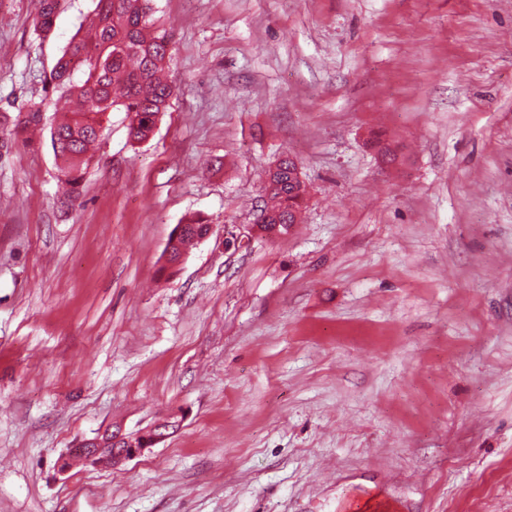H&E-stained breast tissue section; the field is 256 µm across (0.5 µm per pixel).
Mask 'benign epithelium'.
<instances>
[{
    "mask_svg": "<svg viewBox=\"0 0 512 512\" xmlns=\"http://www.w3.org/2000/svg\"><path fill=\"white\" fill-rule=\"evenodd\" d=\"M180 425L177 416H167L149 428L134 434H127L121 428L106 429L112 433V439L104 441L101 435L82 441L77 447L68 449L66 459L74 457L91 465H107L118 467L133 458L141 455L146 449L153 446L175 431Z\"/></svg>",
    "mask_w": 512,
    "mask_h": 512,
    "instance_id": "benign-epithelium-1",
    "label": "benign epithelium"
}]
</instances>
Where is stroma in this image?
<instances>
[{
    "label": "stroma",
    "instance_id": "stroma-1",
    "mask_svg": "<svg viewBox=\"0 0 512 512\" xmlns=\"http://www.w3.org/2000/svg\"><path fill=\"white\" fill-rule=\"evenodd\" d=\"M95 5L0 0V116L45 103L0 147V512H512V0H155L170 106L139 145L108 113L70 199L51 75ZM69 0H37L34 18V31L39 35L47 34L55 16L65 10ZM296 166L294 161L287 157V160L285 161V168L276 174L278 186L272 191H269V182L271 178L269 171L265 191L269 196L271 205H267L263 210H261V212H268L272 214L275 219L269 223L264 222L262 224H257L258 230L267 235L277 236L284 234L292 224H296L298 213L300 212L304 201L303 194L296 189V185L293 183V181L296 180V178L292 177ZM296 172L299 180L302 181L298 166ZM268 213L264 214L263 221L268 220ZM183 225V231L174 236V233L170 236L168 240V244L170 245L171 257L167 261V263L173 267L176 265L178 259L185 254L187 248L195 242L196 235H201L208 227L206 233H204L201 237L198 238L199 241H203L207 239L213 232V225L207 224L205 221L198 217H190L185 220ZM180 422L176 415H170L157 421L149 428L130 435L120 427L114 429V426H112L106 430L104 429L98 432L96 437L82 441L77 448L68 449L65 461L61 465V471L67 467L66 460L74 457L91 465L121 466L168 436L170 430L176 431ZM111 430L112 439L109 441L102 440L101 435L106 432L110 434ZM108 444H112V448H105Z\"/></svg>",
    "mask_w": 512,
    "mask_h": 512
}]
</instances>
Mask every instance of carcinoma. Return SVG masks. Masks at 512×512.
Instances as JSON below:
<instances>
[{
  "instance_id": "1",
  "label": "carcinoma",
  "mask_w": 512,
  "mask_h": 512,
  "mask_svg": "<svg viewBox=\"0 0 512 512\" xmlns=\"http://www.w3.org/2000/svg\"><path fill=\"white\" fill-rule=\"evenodd\" d=\"M69 0H36L34 31H50L55 16L65 10ZM153 0H97L90 40H73L63 50L52 73L58 98L74 97L78 111L51 130V147L60 160L62 182L79 186L84 169L92 160L91 147L103 136L106 112L118 108L129 120L128 136L134 143L148 140L160 116L166 111L172 88L164 78L170 58V38L157 32ZM43 103L28 104L18 113L12 127H1L0 134L16 138L26 127L41 121ZM293 160L276 174L277 188L267 192L271 205L264 211L273 221L258 225V230L277 236L296 223L304 196L296 189ZM207 223L190 217L183 231L170 236V266H175L187 248L202 234Z\"/></svg>"
}]
</instances>
